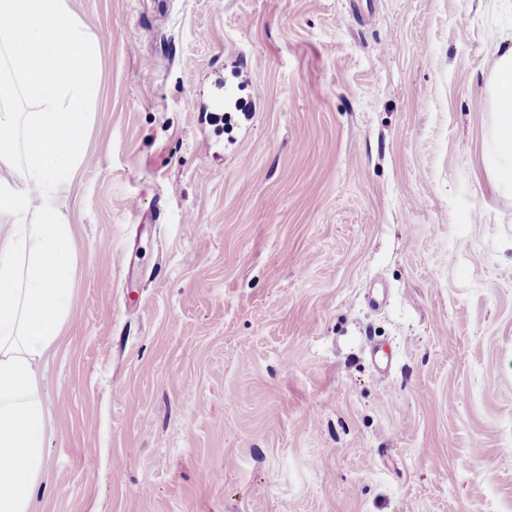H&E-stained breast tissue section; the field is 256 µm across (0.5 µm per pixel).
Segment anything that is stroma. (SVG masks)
Masks as SVG:
<instances>
[{"instance_id": "1", "label": "stroma", "mask_w": 512, "mask_h": 512, "mask_svg": "<svg viewBox=\"0 0 512 512\" xmlns=\"http://www.w3.org/2000/svg\"><path fill=\"white\" fill-rule=\"evenodd\" d=\"M69 8L100 96L36 512H512V0ZM495 114L494 149L490 170L498 188L512 191V47L495 52L492 74L486 88Z\"/></svg>"}]
</instances>
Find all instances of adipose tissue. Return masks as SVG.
<instances>
[{"instance_id": "ef3b65f1", "label": "adipose tissue", "mask_w": 512, "mask_h": 512, "mask_svg": "<svg viewBox=\"0 0 512 512\" xmlns=\"http://www.w3.org/2000/svg\"><path fill=\"white\" fill-rule=\"evenodd\" d=\"M99 44L67 0H0V512H34L51 460L43 365L72 315L64 213L99 94ZM490 170L512 191V48L486 88Z\"/></svg>"}]
</instances>
